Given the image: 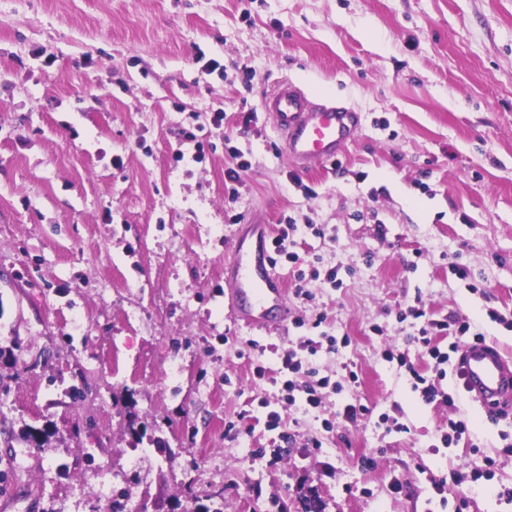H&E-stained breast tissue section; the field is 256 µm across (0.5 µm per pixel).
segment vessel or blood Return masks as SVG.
<instances>
[{
    "label": "vessel or blood",
    "mask_w": 512,
    "mask_h": 512,
    "mask_svg": "<svg viewBox=\"0 0 512 512\" xmlns=\"http://www.w3.org/2000/svg\"><path fill=\"white\" fill-rule=\"evenodd\" d=\"M262 108L282 136V153L301 167L336 159L360 125L357 112L312 102L285 80L267 94ZM224 283V307L231 319L263 332L279 330L293 319L288 292L271 258L268 225L247 224L238 232L234 253L224 265ZM455 372L484 410L512 409V358L496 345H464Z\"/></svg>",
    "instance_id": "vessel-or-blood-1"
}]
</instances>
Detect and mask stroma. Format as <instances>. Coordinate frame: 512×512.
Wrapping results in <instances>:
<instances>
[{
	"label": "stroma",
	"instance_id": "35a3bbf8",
	"mask_svg": "<svg viewBox=\"0 0 512 512\" xmlns=\"http://www.w3.org/2000/svg\"><path fill=\"white\" fill-rule=\"evenodd\" d=\"M281 80L358 112L335 162L300 172L280 151L261 100ZM231 145L250 164L233 201ZM237 215L335 227L332 240L306 233L297 263H277L285 285L317 260L344 270L342 288L309 278L313 302H288L350 339L313 367L336 379L350 363L359 382L320 415L284 412L292 440L274 466L247 457L279 434L247 421L257 399L278 395L253 366L276 367L300 331L227 318ZM418 295L512 353V328L488 317L512 318V0H0L8 512H104L93 486L179 499L173 512L217 490L224 512H304L310 493L321 512H512L498 496L512 489V417L491 423L459 395L471 434L441 447L448 410L422 403L384 357L399 349L432 373L398 320ZM251 339L265 352L246 353ZM171 359L176 380L163 373ZM351 398L368 414L324 433ZM384 413L407 432L386 433ZM33 428L43 447L27 439ZM311 435L320 454L304 448ZM474 444L497 461L491 480L472 478ZM441 478L453 482L444 507L431 486Z\"/></svg>",
	"mask_w": 512,
	"mask_h": 512
}]
</instances>
